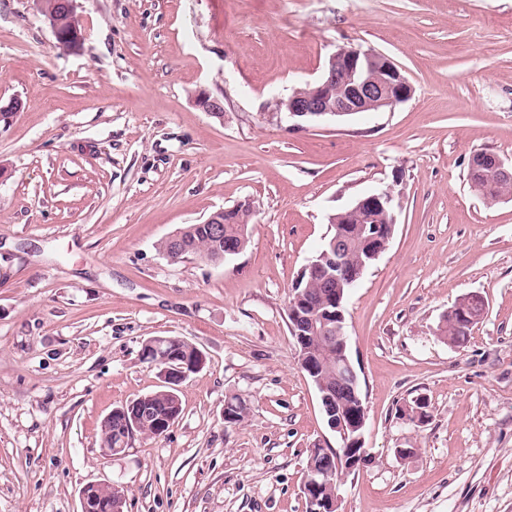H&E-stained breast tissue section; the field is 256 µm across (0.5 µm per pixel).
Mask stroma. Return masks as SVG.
I'll return each mask as SVG.
<instances>
[{
    "instance_id": "obj_1",
    "label": "stroma",
    "mask_w": 512,
    "mask_h": 512,
    "mask_svg": "<svg viewBox=\"0 0 512 512\" xmlns=\"http://www.w3.org/2000/svg\"><path fill=\"white\" fill-rule=\"evenodd\" d=\"M77 3L86 37L65 53L36 0H0V103L19 104L0 124V512H81L91 482L123 512H307L308 450L340 442L288 302L330 217L385 187L393 237L345 302L368 456L340 512H512V196L468 179L475 153L512 163V0ZM342 46L389 57L412 97L269 123ZM246 199L241 254L159 252ZM469 293L487 307L457 346L441 316ZM153 336L205 365L164 434L106 456L102 420L159 386ZM420 397L428 418L406 421ZM196 346L189 342L188 340H185L181 343H178L176 347L172 349V352L175 354L176 361L174 362L175 365H191L194 364L196 360V351L198 356V362L197 365L194 367L192 366L197 372L200 371L204 364H205V357L203 353L196 347Z\"/></svg>"
}]
</instances>
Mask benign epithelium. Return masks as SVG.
<instances>
[{"mask_svg":"<svg viewBox=\"0 0 512 512\" xmlns=\"http://www.w3.org/2000/svg\"><path fill=\"white\" fill-rule=\"evenodd\" d=\"M322 86L311 89L308 93L294 92L288 99L280 101L285 111L277 113L275 124L284 120H315L321 118H342L360 112L392 109L406 102L413 94V86L408 78L396 64L383 54L358 47H340L329 56L324 74L319 79ZM335 86L330 92L325 88ZM202 103L203 111L210 116L224 119V105L220 99L207 92L197 95ZM470 168L478 174L509 179L512 177V165L507 164L501 157L487 153L485 158L478 161L471 159ZM392 189L381 188L366 196L359 198L351 211L360 213L366 223L358 225L354 235L363 244L366 259H377L387 247L392 238V232L375 223L378 215L387 214L393 209ZM348 234L340 230L331 239L326 249L312 259L303 269L302 275H311L314 272H327L336 270L334 287L329 289L327 298L329 303L336 306V312L324 311V319L317 321H300L296 306L307 304L306 291L294 294L289 303L288 314L293 318L291 326L292 335L296 336L300 346H305L307 337L321 331L327 320L334 318L336 323L333 330L336 334V372L339 383L344 379H357L351 358L347 353L348 337L345 332V318L341 310L343 288L351 285L359 277L365 263L361 262L355 268L346 263V247ZM483 301L479 293L469 294L458 301L454 310L474 323L480 320L481 315L475 307ZM173 341L170 336H154L145 344L144 356L151 361V365L158 369L164 386L179 389V386L189 377V372L170 364L167 347ZM357 413L350 414L345 411L341 401H336L335 414L330 416L327 425L336 432L342 442L341 449L313 448L312 455L322 457V461L310 469V476L302 482L303 494L307 496L310 512H332L339 506V502H327L317 496L318 490L326 483L334 470L346 468L354 469L366 456V449L362 447L363 432L367 420V407L362 398H357ZM360 448V452L351 454L352 447ZM99 483H91L83 487L80 492L81 512H123L124 498L102 502L98 498Z\"/></svg>","mask_w":512,"mask_h":512,"instance_id":"benign-epithelium-1","label":"benign epithelium"}]
</instances>
